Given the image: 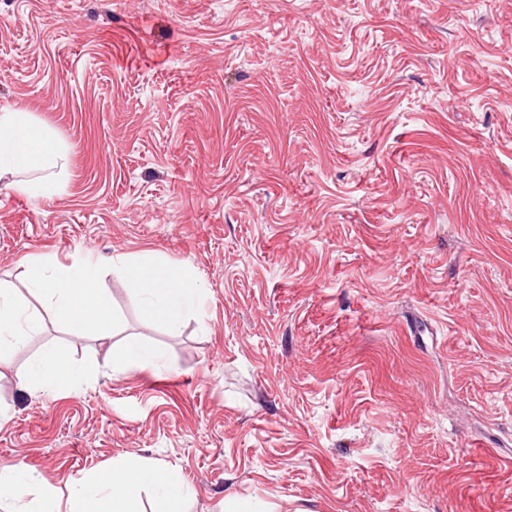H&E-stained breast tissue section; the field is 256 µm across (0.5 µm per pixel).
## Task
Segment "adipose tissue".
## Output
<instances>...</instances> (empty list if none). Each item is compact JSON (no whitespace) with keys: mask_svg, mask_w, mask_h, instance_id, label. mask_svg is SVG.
I'll return each mask as SVG.
<instances>
[{"mask_svg":"<svg viewBox=\"0 0 512 512\" xmlns=\"http://www.w3.org/2000/svg\"><path fill=\"white\" fill-rule=\"evenodd\" d=\"M63 159L61 144L26 109L14 107L0 112V171L24 169L36 173L35 178L19 184V192L34 200L56 192L58 183L53 171ZM81 374L80 368L51 348L19 372L18 378L32 392L51 394L74 386ZM146 490L154 494V512H185L189 488L183 477L138 456L116 461L110 473L93 471L73 482L56 512H140V496Z\"/></svg>","mask_w":512,"mask_h":512,"instance_id":"adipose-tissue-1","label":"adipose tissue"}]
</instances>
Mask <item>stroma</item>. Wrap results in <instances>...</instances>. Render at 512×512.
Returning <instances> with one entry per match:
<instances>
[{
	"label": "stroma",
	"mask_w": 512,
	"mask_h": 512,
	"mask_svg": "<svg viewBox=\"0 0 512 512\" xmlns=\"http://www.w3.org/2000/svg\"><path fill=\"white\" fill-rule=\"evenodd\" d=\"M67 153L0 173V280L150 250L207 290L169 332L45 318L0 361V466L134 455L187 512H512V0H0V109ZM162 349L113 374L112 351ZM58 349L99 373L49 395ZM83 373L82 369L62 358L56 349H47L41 358L18 379L33 393L51 394L63 387H72Z\"/></svg>",
	"instance_id": "1"
}]
</instances>
